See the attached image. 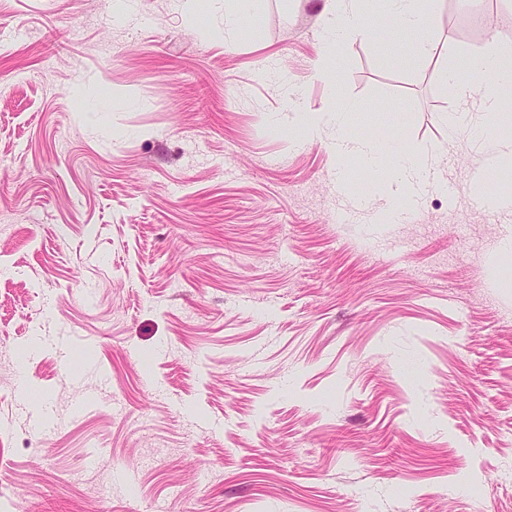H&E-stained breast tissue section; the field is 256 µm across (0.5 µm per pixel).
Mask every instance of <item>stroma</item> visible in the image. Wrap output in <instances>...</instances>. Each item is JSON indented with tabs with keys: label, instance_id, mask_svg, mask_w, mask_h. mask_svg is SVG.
I'll return each mask as SVG.
<instances>
[{
	"label": "stroma",
	"instance_id": "obj_1",
	"mask_svg": "<svg viewBox=\"0 0 512 512\" xmlns=\"http://www.w3.org/2000/svg\"><path fill=\"white\" fill-rule=\"evenodd\" d=\"M224 2L0 0V512H512V210L477 203L512 136L449 138L495 117L443 80L487 81L512 0H439L401 63L325 0ZM287 80L441 190L382 223L389 164L302 140Z\"/></svg>",
	"mask_w": 512,
	"mask_h": 512
}]
</instances>
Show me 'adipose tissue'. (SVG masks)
I'll use <instances>...</instances> for the list:
<instances>
[{
	"label": "adipose tissue",
	"mask_w": 512,
	"mask_h": 512,
	"mask_svg": "<svg viewBox=\"0 0 512 512\" xmlns=\"http://www.w3.org/2000/svg\"><path fill=\"white\" fill-rule=\"evenodd\" d=\"M433 0H384L385 11L373 18L355 5L354 0H326V22L329 32L337 40L362 38L376 32L378 26L393 31H408L413 35L402 48L399 58L428 55L436 46L433 20ZM475 71H493L495 78L473 89L460 83L457 75L445 73V83L462 97H476L482 111L503 114L506 93L512 92V59L494 55L473 57ZM303 112V111H302ZM347 115L343 112L304 111L299 127L304 139L319 137L324 128L336 131L334 151L337 161L355 158L371 167L380 166L383 156L393 159V177L385 182L384 191L389 198H408L423 184L424 176L413 155L397 141L384 145L349 136L346 132Z\"/></svg>",
	"instance_id": "obj_1"
}]
</instances>
